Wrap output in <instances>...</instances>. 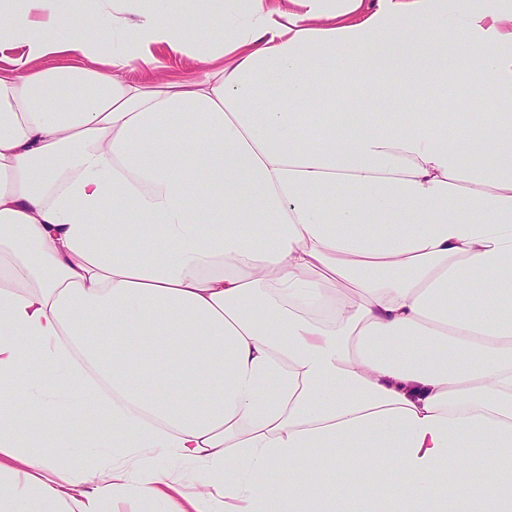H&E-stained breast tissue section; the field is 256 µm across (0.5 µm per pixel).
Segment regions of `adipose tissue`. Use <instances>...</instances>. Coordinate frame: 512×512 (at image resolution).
Here are the masks:
<instances>
[{
    "instance_id": "adipose-tissue-1",
    "label": "adipose tissue",
    "mask_w": 512,
    "mask_h": 512,
    "mask_svg": "<svg viewBox=\"0 0 512 512\" xmlns=\"http://www.w3.org/2000/svg\"><path fill=\"white\" fill-rule=\"evenodd\" d=\"M90 2L0 0V512H512V0ZM155 45L219 66L129 81ZM186 25L190 35H195L198 31H203L212 35L215 41H224L227 36L228 28L225 25L224 15H208L201 19L194 16L186 18Z\"/></svg>"
}]
</instances>
